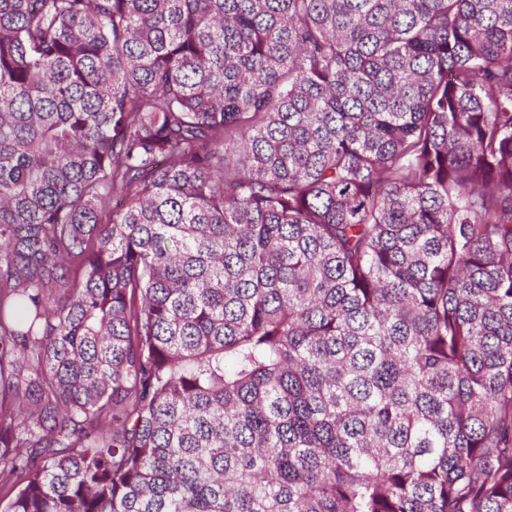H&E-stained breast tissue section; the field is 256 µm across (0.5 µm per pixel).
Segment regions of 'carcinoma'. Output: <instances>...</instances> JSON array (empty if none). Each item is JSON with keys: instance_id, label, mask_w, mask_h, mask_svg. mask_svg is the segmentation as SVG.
Listing matches in <instances>:
<instances>
[{"instance_id": "cac0c4a2", "label": "carcinoma", "mask_w": 512, "mask_h": 512, "mask_svg": "<svg viewBox=\"0 0 512 512\" xmlns=\"http://www.w3.org/2000/svg\"><path fill=\"white\" fill-rule=\"evenodd\" d=\"M4 512H512V0H0Z\"/></svg>"}]
</instances>
